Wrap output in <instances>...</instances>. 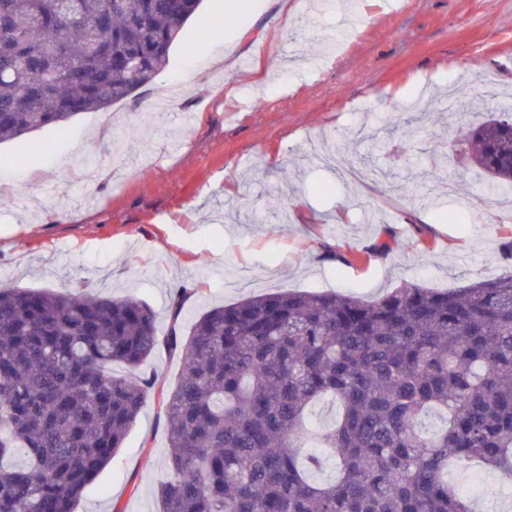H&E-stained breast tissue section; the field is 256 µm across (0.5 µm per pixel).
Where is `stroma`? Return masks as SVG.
I'll use <instances>...</instances> for the list:
<instances>
[{"label": "stroma", "instance_id": "stroma-1", "mask_svg": "<svg viewBox=\"0 0 512 512\" xmlns=\"http://www.w3.org/2000/svg\"><path fill=\"white\" fill-rule=\"evenodd\" d=\"M265 2L205 0L216 29L187 25L151 85L0 144V281L72 291L85 280L142 300L164 330L182 286L202 291L189 323L287 288L371 299L512 265V202L462 161L467 131L512 105V0H283L279 13ZM229 52L252 57L257 82L216 64ZM463 84L471 100L444 112L440 97ZM423 87L433 102L406 132L398 108ZM323 142L364 182L324 166ZM384 240L388 253L366 254ZM167 451L147 405L75 512H161ZM448 480L477 512L512 497L478 466Z\"/></svg>", "mask_w": 512, "mask_h": 512}]
</instances>
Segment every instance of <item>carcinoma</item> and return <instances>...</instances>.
<instances>
[{
  "instance_id": "cac0c4a2",
  "label": "carcinoma",
  "mask_w": 512,
  "mask_h": 512,
  "mask_svg": "<svg viewBox=\"0 0 512 512\" xmlns=\"http://www.w3.org/2000/svg\"><path fill=\"white\" fill-rule=\"evenodd\" d=\"M202 0H0V141L100 112L153 82ZM470 164L512 189V113L468 135ZM181 288L160 333L141 300L0 284V512H74L137 417L168 428L162 512H473L448 462L512 475V269L371 300L283 291L199 314ZM169 389L136 374L159 348ZM121 364L130 374L117 376ZM340 404L308 447V412ZM431 414L441 426L425 424ZM182 363L179 357L169 355L166 352H158L144 366L147 373L154 374L166 383L173 386L179 379Z\"/></svg>"
}]
</instances>
